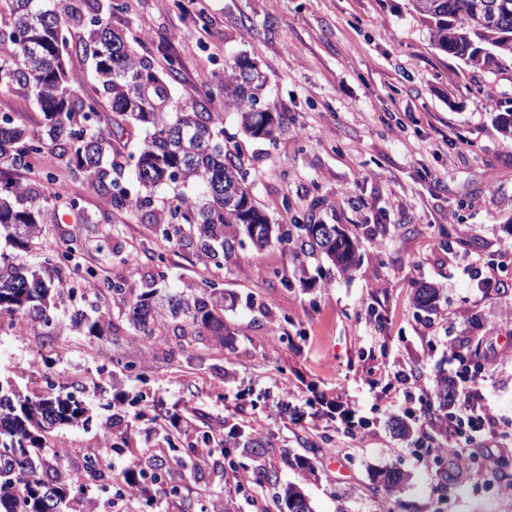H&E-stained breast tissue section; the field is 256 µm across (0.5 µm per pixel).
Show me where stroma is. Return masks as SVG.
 Returning <instances> with one entry per match:
<instances>
[{"instance_id":"35a3bbf8","label":"stroma","mask_w":512,"mask_h":512,"mask_svg":"<svg viewBox=\"0 0 512 512\" xmlns=\"http://www.w3.org/2000/svg\"><path fill=\"white\" fill-rule=\"evenodd\" d=\"M113 30L157 70L176 65L171 90L206 101L233 54L267 78L259 105L282 124L275 140L247 135L224 115V145L247 174L255 200L279 224H339L358 245L353 269L323 258L297 263L292 247H236L222 266L165 246L155 227L110 210L103 195L66 166L41 183L38 164L15 179L42 184L57 206L45 236L54 249L77 235L78 261L100 278L159 294L224 295L225 345L210 336L179 346L171 322L143 336L119 298L59 299L55 326L0 330V373L24 395L50 383L75 386L87 425L50 434L59 469L86 459L151 469L159 450L202 448V434L231 427L257 433L266 453L244 469L277 471L300 485L314 512H512V141L491 121L512 100V67L471 65L437 50L409 0H125ZM78 199L81 212L67 209ZM92 223H84V216ZM167 281L154 283L157 254ZM495 267L506 289L479 287L474 271ZM424 283L442 291L436 309L414 305ZM98 308L112 330L96 338L73 327L74 312ZM489 367L481 394L453 378L455 405L489 402L496 429L466 444L429 418L414 386L386 391L398 371L434 387L448 352ZM342 398L355 426L313 422ZM146 418H139L141 409ZM402 422L406 435L392 429ZM399 465L398 492L374 482ZM231 470L212 454L195 471L164 475L151 489L154 512H273V489L227 493Z\"/></svg>"}]
</instances>
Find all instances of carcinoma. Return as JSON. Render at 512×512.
Listing matches in <instances>:
<instances>
[{
  "instance_id": "obj_1",
  "label": "carcinoma",
  "mask_w": 512,
  "mask_h": 512,
  "mask_svg": "<svg viewBox=\"0 0 512 512\" xmlns=\"http://www.w3.org/2000/svg\"><path fill=\"white\" fill-rule=\"evenodd\" d=\"M413 11L430 31L438 50L474 62L491 47L487 58L512 61V0H410ZM124 9L120 0H0V87L17 86L30 93L44 117V129L28 128L9 113H0V230L7 232L15 252L0 251V329L15 322L53 324L55 295L74 293L70 263L81 248L70 236L64 251L42 249L46 225L53 223L55 206L38 186L19 184L10 173L16 164L35 156L49 161L41 167L46 180L63 163L70 173L88 182L117 209L136 210L161 231L172 247H194L207 263L243 244L247 225L267 224L269 216L251 195L241 162L220 142L223 115L198 103L173 99L170 85L177 69L154 68L146 57L112 30V15ZM91 62L101 96L84 98L75 88L68 68L70 45ZM265 86L256 64L241 55L225 60L219 93L224 111L236 114L240 127L255 138L273 140L279 123L264 127L256 108ZM109 106L113 121L144 131L136 151L125 155L112 142L110 130L100 126V108ZM498 131L512 139V107L494 113ZM165 185L170 196L156 199ZM302 231L297 257L323 255L338 271L356 262L357 246L339 227L329 243L315 234L313 224H298ZM283 225L250 239L261 251L290 244ZM31 254L32 264L24 260ZM216 283L204 281L198 293L155 298L156 291L133 293L125 283L104 279L96 293L122 295L128 321L152 336L151 323L171 319L204 329L222 345L227 328L223 309L214 296ZM440 289L418 288L414 304L428 310ZM75 328L86 336H102L111 322L103 315L78 312ZM88 413L78 390L65 385L42 395L22 396L0 383V512H64L71 500L85 494L83 473L59 471L50 463L47 434L56 427L79 424ZM233 447L252 456L265 451V442L242 429L234 432ZM186 462L159 455L152 472L137 468L127 477L105 476L89 460L84 473L120 484H134L153 507L148 484L162 483V470ZM384 487L400 491L408 474L396 465L381 472ZM275 489L276 501L288 512H313L309 498L294 484H281L277 473L264 474Z\"/></svg>"
}]
</instances>
